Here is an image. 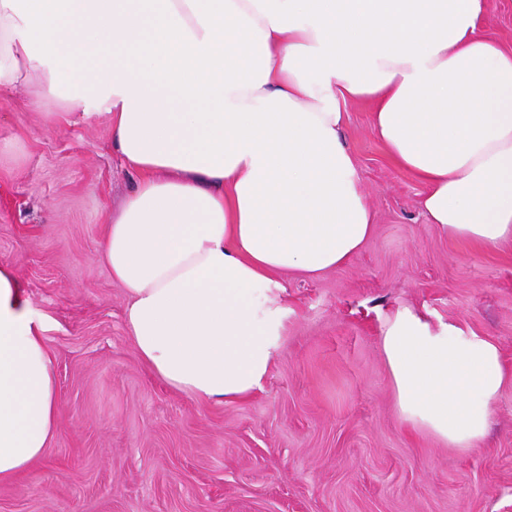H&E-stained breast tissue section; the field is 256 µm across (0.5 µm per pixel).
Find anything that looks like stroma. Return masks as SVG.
I'll return each instance as SVG.
<instances>
[{
    "instance_id": "stroma-1",
    "label": "stroma",
    "mask_w": 512,
    "mask_h": 512,
    "mask_svg": "<svg viewBox=\"0 0 512 512\" xmlns=\"http://www.w3.org/2000/svg\"><path fill=\"white\" fill-rule=\"evenodd\" d=\"M0 92V263L44 323L61 398L43 459L0 484V512H512V383L485 438L461 452L400 417L380 344L399 307L492 340L512 371V243L442 234L422 186L387 155L366 105L346 144L376 213L347 265L287 277L288 334L261 390L189 398L142 364L126 293L98 256L135 178L102 112Z\"/></svg>"
}]
</instances>
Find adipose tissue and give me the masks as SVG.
Listing matches in <instances>:
<instances>
[{"label": "adipose tissue", "instance_id": "obj_1", "mask_svg": "<svg viewBox=\"0 0 512 512\" xmlns=\"http://www.w3.org/2000/svg\"><path fill=\"white\" fill-rule=\"evenodd\" d=\"M488 0H0V89L95 107L135 188L98 253L139 360L201 400L260 390L288 275L348 264L374 231L345 107L366 103L444 234L512 240V48ZM43 324L0 263V483L42 459L60 398ZM381 349L401 418L468 450L508 376L495 343L399 308Z\"/></svg>", "mask_w": 512, "mask_h": 512}]
</instances>
